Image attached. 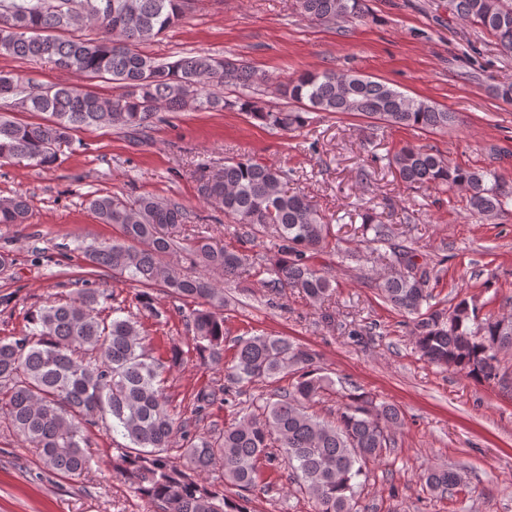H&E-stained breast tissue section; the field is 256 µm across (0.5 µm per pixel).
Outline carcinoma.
Masks as SVG:
<instances>
[{"label":"carcinoma","mask_w":512,"mask_h":512,"mask_svg":"<svg viewBox=\"0 0 512 512\" xmlns=\"http://www.w3.org/2000/svg\"><path fill=\"white\" fill-rule=\"evenodd\" d=\"M300 14L312 22L361 21L364 0H297ZM194 0H0V55L28 62L47 61L56 69L117 84L121 93L104 97L67 85L35 87L30 81L0 72V109L21 107L45 115L22 123L0 114V161L17 158L37 166H54L73 132L119 125L132 135L146 132L163 108L181 112L238 110L279 131L308 124L310 112L362 115L390 126L444 131L455 113L409 96L388 84L356 74L308 72L285 83L253 66L206 53L160 61L139 45L182 23ZM448 13L472 22L494 36L512 54V0H448ZM88 20L100 36L78 35ZM226 83L242 89L275 86L278 95L299 109H270L247 95L227 99L214 92ZM396 178L409 186L461 187L471 214L491 218L512 210V180L487 168L451 163L426 145L407 143L388 157ZM197 197L224 210L237 224L242 242L265 234L274 246L261 257L229 249L201 232L183 241L173 230L186 225L179 202L140 196L95 194L90 208L117 235L85 251L89 264L113 277L138 283L142 309L158 319L162 311L149 290L163 289L177 299H192V340L200 354L218 364L224 354V289L213 276L268 275L274 295L296 290L314 304L333 291L331 277L316 268L313 255L336 238L307 195L288 188L282 170L251 158H231L221 166L203 167L196 176ZM28 199L19 194L0 200V224H25ZM357 227L370 253L390 248L382 259L396 267L375 284L378 295L411 317L416 347L429 363L467 376L502 381L499 353L512 349V315L479 318L465 299L449 309L430 304L428 284L434 269L414 247L395 244V231L360 214ZM184 251L200 272H185L169 256ZM112 299L104 289L82 288L27 314L28 329L11 340L0 339V421L25 446L39 451L49 470L71 479L87 470V431L102 425L129 444L117 449L115 468L157 512H252L248 493L256 490L260 463L274 461L287 470L314 502L315 512H353L368 466L380 464L395 448L401 426L397 407L341 387L336 419L320 417L313 407L334 390L322 374L318 354L286 336L259 334L235 339L224 376L192 397L190 416L178 418L167 392L168 375L181 362L180 350L167 356L147 352L146 336L134 315H100L98 306ZM287 381L281 386L279 382ZM256 382L276 383L270 397L229 423L209 420L216 402L231 404L241 388ZM185 448L169 455L175 429ZM224 484L238 489L235 499L199 477L215 467ZM432 495L453 493L463 483L461 471L431 465L419 476Z\"/></svg>","instance_id":"1"}]
</instances>
